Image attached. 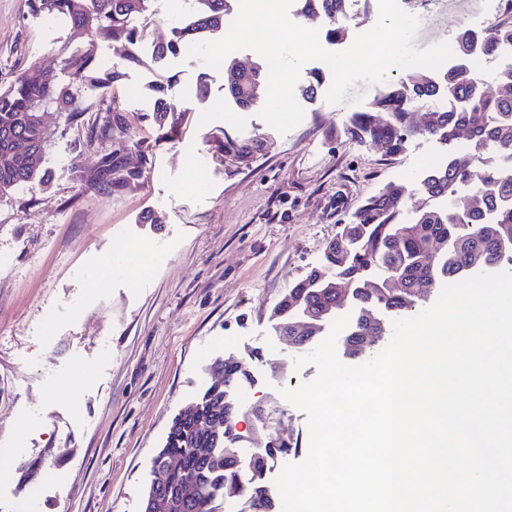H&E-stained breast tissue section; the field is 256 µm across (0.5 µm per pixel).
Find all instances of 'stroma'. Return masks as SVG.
<instances>
[{"instance_id": "35a3bbf8", "label": "stroma", "mask_w": 512, "mask_h": 512, "mask_svg": "<svg viewBox=\"0 0 512 512\" xmlns=\"http://www.w3.org/2000/svg\"><path fill=\"white\" fill-rule=\"evenodd\" d=\"M415 13L420 49L506 19L496 0H418ZM89 39L33 13L30 0H0V87L33 62L58 70L59 49L80 53ZM95 45L99 72L119 78L94 89L60 73L84 113L52 126L45 181L0 198V512H142L151 460L172 419L218 381V359L255 377L236 391L244 437L248 409L265 403L283 411L284 434L309 442L305 413L280 391L317 369L295 368L301 352L276 335L271 309L365 199L390 182L414 186L435 158L468 144L420 137L383 155L348 131L375 93L362 84L341 103L303 102V121L283 135L258 108L225 100L223 69L183 53L159 69L143 45ZM203 71L210 91L200 99ZM169 77L186 109L173 130L153 120L151 86ZM109 107L124 131L89 141ZM228 136L261 144L234 167ZM118 144L137 146L140 175L107 191L93 174ZM274 355L288 364L278 377ZM44 456L49 464L23 477L20 464Z\"/></svg>"}]
</instances>
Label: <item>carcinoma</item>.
Instances as JSON below:
<instances>
[{
	"instance_id": "1",
	"label": "carcinoma",
	"mask_w": 512,
	"mask_h": 512,
	"mask_svg": "<svg viewBox=\"0 0 512 512\" xmlns=\"http://www.w3.org/2000/svg\"><path fill=\"white\" fill-rule=\"evenodd\" d=\"M187 14L174 27L172 38L155 44L154 59L164 62L180 49L225 35L224 22L233 13L235 0H186ZM153 0H33V8L64 18L72 26L95 34L123 39L129 44L144 40L152 22ZM303 16L322 15L326 35L333 42L347 37L349 0H301ZM493 55L512 45V20L488 32L458 29L455 60L441 76L417 68L377 90L370 106L351 117L352 133L385 155L400 153L416 136H428L453 144L461 129L467 131L469 149L450 151L443 164L427 171L416 191L430 204L406 216L411 196L400 183H388L362 204L350 221L342 224L325 249L323 263L298 280L270 312L274 325L292 328L311 321L303 335L308 342L322 332L328 320L324 312L351 305L343 355L354 359L385 334L390 317L421 301L419 289L464 280L481 272L512 265V65L494 73L496 92L486 90L485 80L471 60L476 42ZM64 73L93 87L118 78L110 72L95 75V49L81 54L59 51ZM230 78L224 96L242 108L256 104L268 80L266 62L251 68L227 67ZM325 75L308 72L299 88L302 98L313 100L324 85ZM159 82L153 91L158 100L154 120L175 127L184 110ZM423 112L418 123L413 115ZM77 120V107L57 75L34 63L7 88H0V196L33 183L39 176L42 150L51 125L61 115ZM121 127L120 115L111 109L98 118L100 134ZM250 147L224 137V156L238 163L248 158ZM482 168V177L473 173ZM138 177L137 166L116 149L99 161L95 181L106 189L127 186ZM342 285L341 292L329 283ZM393 281L399 287L391 288ZM242 435L224 436V387L212 384L194 402L189 414H181L170 426L160 453L176 457L180 469L169 477L167 492L179 493L184 473L194 475L199 492L189 500L186 512H224V486L240 487L230 501L237 512H277L275 492L267 481L274 461L301 452V441L286 448H262L239 466ZM196 448L209 449L198 455Z\"/></svg>"
}]
</instances>
